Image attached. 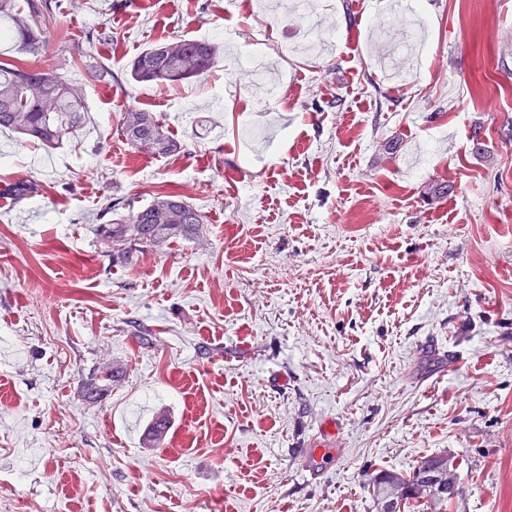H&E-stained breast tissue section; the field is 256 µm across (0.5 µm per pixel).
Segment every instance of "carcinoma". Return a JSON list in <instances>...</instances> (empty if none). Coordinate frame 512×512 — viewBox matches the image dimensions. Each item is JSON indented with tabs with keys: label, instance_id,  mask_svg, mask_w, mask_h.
<instances>
[{
	"label": "carcinoma",
	"instance_id": "1",
	"mask_svg": "<svg viewBox=\"0 0 512 512\" xmlns=\"http://www.w3.org/2000/svg\"><path fill=\"white\" fill-rule=\"evenodd\" d=\"M55 0H0V40L12 42L30 62L0 63V129L25 140L54 148L73 136L83 125L85 105L80 88L54 67L40 64L46 55L47 34L55 22ZM220 59L219 46L193 38L156 42L141 51L131 63L130 76L138 83L178 84L206 76ZM122 135L131 147L165 157L182 149L161 120L151 112L134 108L122 115ZM38 193L33 179H20L0 187V196L17 201ZM118 203L107 201L97 214L96 236L111 252L112 259L134 267L145 252L161 248L174 239L201 240L205 215L177 192H163L144 207L126 215L117 214ZM115 372H104L85 386V396L95 399ZM167 414L152 417L146 437L160 445L170 426L158 427ZM461 490L454 460L446 454L427 457L402 475L388 471L372 480V495L378 512H405L416 502L425 512H447L448 503Z\"/></svg>",
	"mask_w": 512,
	"mask_h": 512
}]
</instances>
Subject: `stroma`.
<instances>
[{"mask_svg": "<svg viewBox=\"0 0 512 512\" xmlns=\"http://www.w3.org/2000/svg\"><path fill=\"white\" fill-rule=\"evenodd\" d=\"M57 2L45 60L87 114L55 149L0 132V186L40 185L0 205V512H376L374 474L440 453L448 512H512V0H417L403 81L374 41L390 0H319L335 35L311 58L292 52L309 20L267 0ZM176 37L220 64L133 81ZM258 53L280 87L266 118L240 66ZM132 105L182 152L126 145ZM167 191L203 240L112 262L106 199ZM103 367L121 379L86 401ZM216 43L193 38H172L151 44L130 65L138 83L178 84L206 76L218 63ZM38 183L33 179H20L0 188V196L8 195L17 201L31 199L38 193Z\"/></svg>", "mask_w": 512, "mask_h": 512, "instance_id": "35a3bbf8", "label": "stroma"}]
</instances>
